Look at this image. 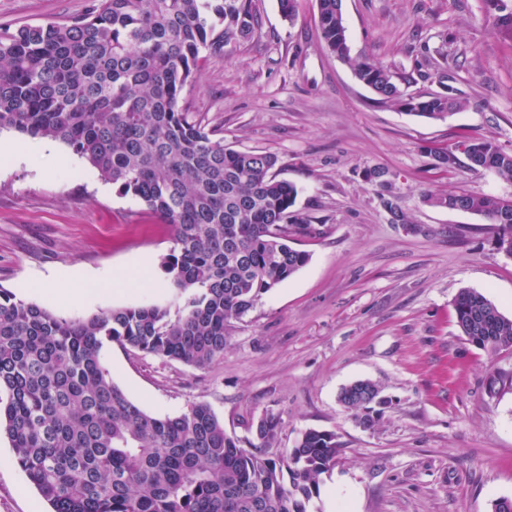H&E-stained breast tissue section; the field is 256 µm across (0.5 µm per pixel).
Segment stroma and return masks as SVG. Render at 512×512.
Here are the masks:
<instances>
[{
	"label": "stroma",
	"mask_w": 512,
	"mask_h": 512,
	"mask_svg": "<svg viewBox=\"0 0 512 512\" xmlns=\"http://www.w3.org/2000/svg\"><path fill=\"white\" fill-rule=\"evenodd\" d=\"M251 38L209 53L182 102L237 150L275 154L294 183L296 209L315 231L293 277L230 327L223 357L198 369L120 346L105 355L129 399L160 415L203 402L225 431L248 438L263 413L283 420L280 445L332 432L342 451L308 512H493L512 500V389L486 393L512 371V349L480 350L456 325L464 289L512 317V259L484 218L434 207L425 193L512 198V180L460 163L438 168L433 148L478 135L512 152V42L486 18L485 0H343L349 60L324 46L316 0L284 21L277 0H254ZM88 0H0V24L63 22ZM370 58L403 74L430 63L411 95L440 92L438 72L464 98L441 120L378 102L351 62ZM386 170L412 229L391 223L376 187ZM171 228L119 195L84 159L63 165L0 158V287L66 317L167 303L159 267ZM142 273L122 289L118 274ZM75 293L65 302L59 289ZM376 382L389 405L374 427L338 401L342 387ZM0 512H49L0 439Z\"/></svg>",
	"instance_id": "1"
}]
</instances>
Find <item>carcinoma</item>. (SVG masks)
Returning <instances> with one entry per match:
<instances>
[{"instance_id": "cac0c4a2", "label": "carcinoma", "mask_w": 512, "mask_h": 512, "mask_svg": "<svg viewBox=\"0 0 512 512\" xmlns=\"http://www.w3.org/2000/svg\"><path fill=\"white\" fill-rule=\"evenodd\" d=\"M343 0H317L321 39L349 57ZM486 0L512 41V3ZM251 0H91L63 24L0 25V131L66 145L123 196L143 202L173 231L161 257L175 302L68 318L0 288V436L51 512H307L320 476L336 465V435L307 429L278 448L282 418L224 430L196 403L156 416L112 380L105 351L117 343L205 368L224 356L229 326L309 261L295 236L312 233L293 210L297 187L277 178V157L224 145L181 104L205 52L253 32ZM382 103L442 119L465 106L451 87L411 96L382 63H353ZM470 166L512 179V154L470 137ZM489 222L512 257V200L427 193ZM456 324L480 350L512 348V318L484 294L463 290ZM339 402L371 428L388 400L372 382L343 387Z\"/></svg>"}]
</instances>
